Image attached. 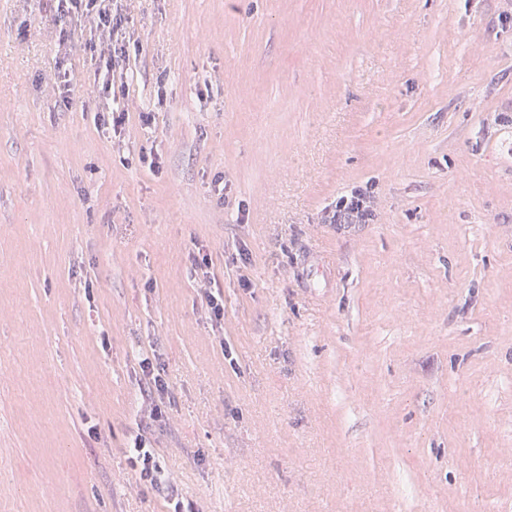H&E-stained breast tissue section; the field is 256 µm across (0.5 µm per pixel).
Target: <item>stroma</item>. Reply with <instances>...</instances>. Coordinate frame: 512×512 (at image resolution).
<instances>
[{
  "label": "stroma",
  "mask_w": 512,
  "mask_h": 512,
  "mask_svg": "<svg viewBox=\"0 0 512 512\" xmlns=\"http://www.w3.org/2000/svg\"><path fill=\"white\" fill-rule=\"evenodd\" d=\"M56 7L0 0V512H166L138 435L183 512H512V0H112L117 133ZM365 193L355 190L350 197L343 196L336 204V213L333 215L337 224H363L366 223L368 209L364 206ZM133 457L140 461L142 469L140 476L149 480L151 484L163 485L169 482V477L166 475L164 469L154 460V455L150 448H147L146 441L137 436L134 440V446L132 448ZM136 461V462H137Z\"/></svg>",
  "instance_id": "1"
}]
</instances>
